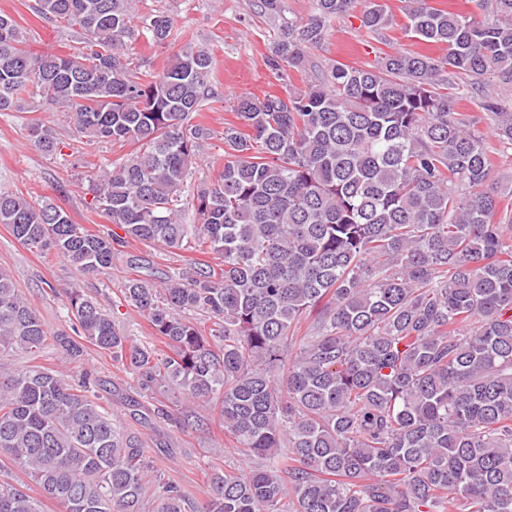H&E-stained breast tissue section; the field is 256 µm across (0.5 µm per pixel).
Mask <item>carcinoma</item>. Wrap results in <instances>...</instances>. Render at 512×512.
I'll list each match as a JSON object with an SVG mask.
<instances>
[{"mask_svg": "<svg viewBox=\"0 0 512 512\" xmlns=\"http://www.w3.org/2000/svg\"><path fill=\"white\" fill-rule=\"evenodd\" d=\"M481 14L407 0L404 30L445 47L435 59L396 51L371 67L331 64L306 89L243 96L224 123L223 171L183 194L211 129L192 119L215 98L212 54L191 45L160 75L131 68L143 35L175 44L174 19L133 23V0H36L35 11L84 34L77 56L25 47L0 12V112L29 97L72 113L77 133L133 143L103 171L93 199L115 230L72 222L49 197L0 191V224L47 257L107 273L133 242L215 254L160 282L126 252V306L148 315L155 345L134 344L113 313L77 288V332L50 333L0 270V453L63 512H512V208L489 186L485 134L512 149V112L494 98L456 111L447 76L512 81V0ZM359 11L379 35V0H314L267 57L277 76L303 70L330 23ZM32 146L58 150L48 126ZM211 321L202 330L194 317ZM137 377L129 415L197 430L191 406L220 404L233 448L257 464L214 471L200 506L151 478L145 448L94 394L41 364L86 344ZM0 512H43L21 483L0 481Z\"/></svg>", "mask_w": 512, "mask_h": 512, "instance_id": "1", "label": "carcinoma"}]
</instances>
